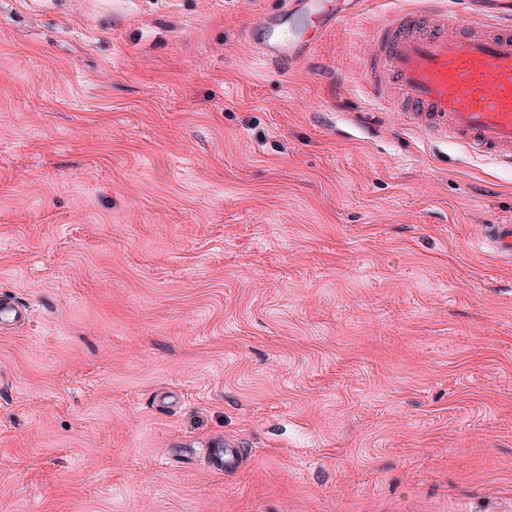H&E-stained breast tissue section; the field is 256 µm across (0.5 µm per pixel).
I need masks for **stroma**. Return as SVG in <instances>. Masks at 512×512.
I'll return each instance as SVG.
<instances>
[{
	"mask_svg": "<svg viewBox=\"0 0 512 512\" xmlns=\"http://www.w3.org/2000/svg\"><path fill=\"white\" fill-rule=\"evenodd\" d=\"M282 2L0 0V512H512V166ZM329 1L285 0L279 13L264 16L247 34L259 61L273 69H291L316 50L320 40L314 29L326 31L339 23L337 2H349L353 12L369 4V0H336L335 12ZM487 245L498 254L512 258V224H495ZM29 316L28 307L7 295H0V324L24 323ZM221 447L225 448H206V458L210 468L224 473L236 471L241 462L240 449L227 445H221Z\"/></svg>",
	"mask_w": 512,
	"mask_h": 512,
	"instance_id": "1",
	"label": "stroma"
}]
</instances>
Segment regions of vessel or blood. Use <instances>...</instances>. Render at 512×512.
<instances>
[{
    "instance_id": "obj_1",
    "label": "vessel or blood",
    "mask_w": 512,
    "mask_h": 512,
    "mask_svg": "<svg viewBox=\"0 0 512 512\" xmlns=\"http://www.w3.org/2000/svg\"><path fill=\"white\" fill-rule=\"evenodd\" d=\"M340 18L329 0H285L263 17L248 38L264 65L288 70L312 54L318 31ZM367 82L375 101L386 89L398 95L397 109L424 122L430 134H445L469 154L512 164V19L498 15L465 24L460 11L425 0L422 9L400 14L378 27L367 58ZM498 254L512 258V224H498L488 240ZM28 307L0 295V324L22 323ZM212 470L236 471L241 452L210 448Z\"/></svg>"
}]
</instances>
